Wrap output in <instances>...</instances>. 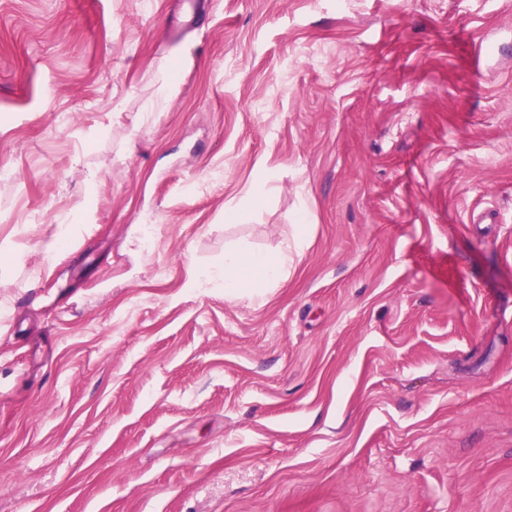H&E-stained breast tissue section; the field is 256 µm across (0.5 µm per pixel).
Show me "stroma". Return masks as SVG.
<instances>
[{
    "mask_svg": "<svg viewBox=\"0 0 512 512\" xmlns=\"http://www.w3.org/2000/svg\"><path fill=\"white\" fill-rule=\"evenodd\" d=\"M197 2L0 0V512H512V0ZM302 239L293 238L292 244L285 241L282 251L270 256L261 253L232 252L224 255V296L236 298L242 288H251L255 295H261L266 288H271L288 277V251L300 252Z\"/></svg>",
    "mask_w": 512,
    "mask_h": 512,
    "instance_id": "obj_1",
    "label": "stroma"
}]
</instances>
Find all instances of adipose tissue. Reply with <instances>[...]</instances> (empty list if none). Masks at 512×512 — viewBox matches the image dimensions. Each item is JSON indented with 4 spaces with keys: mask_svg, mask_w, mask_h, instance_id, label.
<instances>
[{
    "mask_svg": "<svg viewBox=\"0 0 512 512\" xmlns=\"http://www.w3.org/2000/svg\"><path fill=\"white\" fill-rule=\"evenodd\" d=\"M301 237H294L291 249L270 256L261 253L232 252L224 257V296L236 298L242 289H251L253 294H263L265 289L273 287L288 277V259L290 252L300 251Z\"/></svg>",
    "mask_w": 512,
    "mask_h": 512,
    "instance_id": "1",
    "label": "adipose tissue"
}]
</instances>
